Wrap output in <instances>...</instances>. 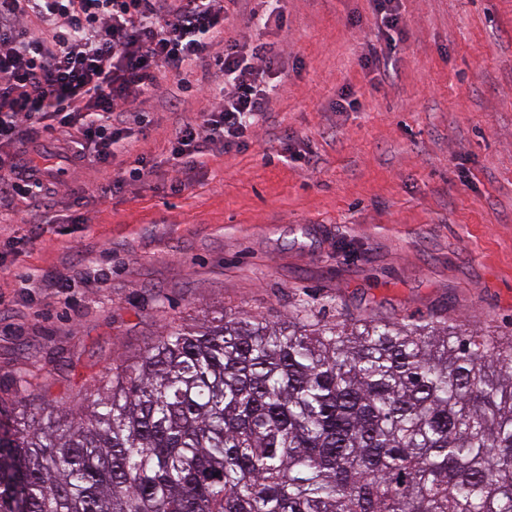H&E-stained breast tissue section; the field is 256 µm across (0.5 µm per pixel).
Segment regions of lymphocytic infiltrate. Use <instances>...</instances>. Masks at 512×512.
Instances as JSON below:
<instances>
[{
	"label": "lymphocytic infiltrate",
	"mask_w": 512,
	"mask_h": 512,
	"mask_svg": "<svg viewBox=\"0 0 512 512\" xmlns=\"http://www.w3.org/2000/svg\"><path fill=\"white\" fill-rule=\"evenodd\" d=\"M224 0H0V193L39 205L50 162H16L22 138L61 130L70 156L86 146L109 170L140 103L174 73L179 90L202 87L197 70L224 80L202 119H186L169 140L175 163L203 157L209 144L242 145L267 112L275 44L224 38ZM223 52H213L214 44Z\"/></svg>",
	"instance_id": "1"
}]
</instances>
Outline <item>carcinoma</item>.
Instances as JSON below:
<instances>
[{"instance_id": "cac0c4a2", "label": "carcinoma", "mask_w": 512, "mask_h": 512, "mask_svg": "<svg viewBox=\"0 0 512 512\" xmlns=\"http://www.w3.org/2000/svg\"><path fill=\"white\" fill-rule=\"evenodd\" d=\"M0 430V512H512V335L221 312Z\"/></svg>"}]
</instances>
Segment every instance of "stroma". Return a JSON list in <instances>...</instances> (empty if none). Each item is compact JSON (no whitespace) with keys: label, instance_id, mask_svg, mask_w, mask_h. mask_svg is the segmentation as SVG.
Here are the masks:
<instances>
[{"label":"stroma","instance_id":"35a3bbf8","mask_svg":"<svg viewBox=\"0 0 512 512\" xmlns=\"http://www.w3.org/2000/svg\"><path fill=\"white\" fill-rule=\"evenodd\" d=\"M285 7L277 32L226 5L225 38L283 46L246 145L174 167L177 121L208 102L164 73L112 160L144 156V179L104 194L89 161H62L51 223L0 203V412L78 408L169 325L221 310L277 322L304 300L328 321L512 334V0H404L392 46L371 0ZM371 45L398 67L385 82L362 66ZM350 89L359 109L337 111Z\"/></svg>","mask_w":512,"mask_h":512}]
</instances>
